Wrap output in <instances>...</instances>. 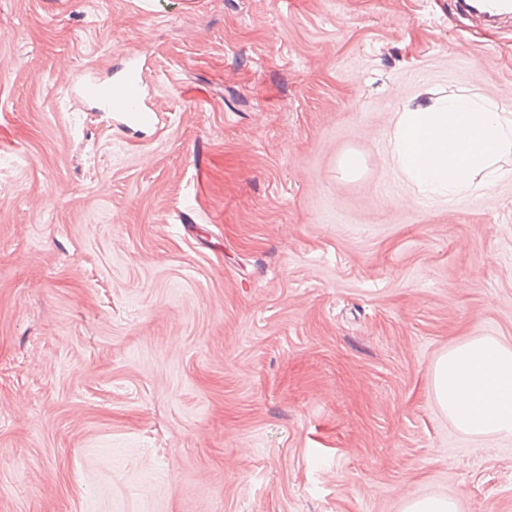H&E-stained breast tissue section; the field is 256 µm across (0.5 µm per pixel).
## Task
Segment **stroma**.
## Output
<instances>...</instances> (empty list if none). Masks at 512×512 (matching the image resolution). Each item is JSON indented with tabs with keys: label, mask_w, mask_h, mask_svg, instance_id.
Masks as SVG:
<instances>
[{
	"label": "stroma",
	"mask_w": 512,
	"mask_h": 512,
	"mask_svg": "<svg viewBox=\"0 0 512 512\" xmlns=\"http://www.w3.org/2000/svg\"><path fill=\"white\" fill-rule=\"evenodd\" d=\"M128 53L160 129L66 94ZM463 89L512 112L458 0H0V512H512L432 390L512 345V176L440 203L388 150ZM403 512H457V507L448 497L433 496L407 501Z\"/></svg>",
	"instance_id": "35a3bbf8"
}]
</instances>
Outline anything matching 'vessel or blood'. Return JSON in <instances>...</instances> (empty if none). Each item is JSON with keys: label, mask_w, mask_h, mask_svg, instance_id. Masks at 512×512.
<instances>
[{"label": "vessel or blood", "mask_w": 512, "mask_h": 512, "mask_svg": "<svg viewBox=\"0 0 512 512\" xmlns=\"http://www.w3.org/2000/svg\"><path fill=\"white\" fill-rule=\"evenodd\" d=\"M144 69L139 59L131 58L107 81L94 72H83L72 84L71 95L96 111L111 113L117 128L159 126V115L149 102Z\"/></svg>", "instance_id": "b4317fda"}]
</instances>
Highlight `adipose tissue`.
I'll return each mask as SVG.
<instances>
[{"mask_svg": "<svg viewBox=\"0 0 512 512\" xmlns=\"http://www.w3.org/2000/svg\"><path fill=\"white\" fill-rule=\"evenodd\" d=\"M393 161L420 194L452 201L495 185L512 157V117L466 92L396 113ZM433 392L456 428L470 436L512 437V347L474 336L441 355Z\"/></svg>", "mask_w": 512, "mask_h": 512, "instance_id": "1", "label": "adipose tissue"}]
</instances>
